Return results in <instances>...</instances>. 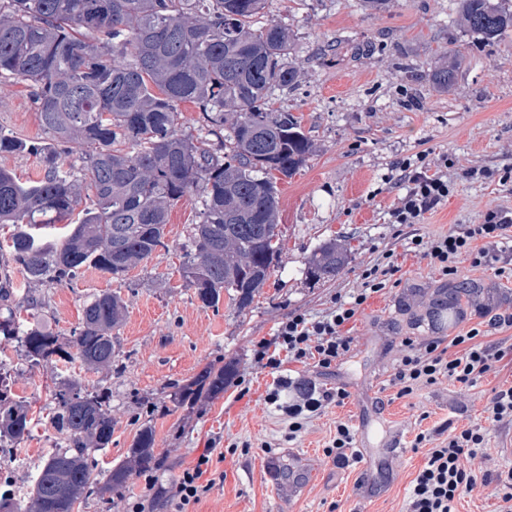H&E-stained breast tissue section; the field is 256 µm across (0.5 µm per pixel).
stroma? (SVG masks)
I'll list each match as a JSON object with an SVG mask.
<instances>
[{
	"label": "stroma",
	"mask_w": 512,
	"mask_h": 512,
	"mask_svg": "<svg viewBox=\"0 0 512 512\" xmlns=\"http://www.w3.org/2000/svg\"><path fill=\"white\" fill-rule=\"evenodd\" d=\"M265 16L292 31L299 69L297 84L279 94L278 106L300 119L315 146L303 168L277 183L280 264L250 308L237 310L225 295L218 305L204 306L178 272L199 221L200 198L192 195L171 207L165 249L124 280L90 268L73 285L39 288L43 322L64 340L93 295L120 294L123 370L96 372L56 358L33 366L17 341L0 337V363L11 389L40 419L10 455L0 454V475L17 494L29 491L41 457L60 444L47 418L52 402L45 386L54 379L76 378L86 389L108 390L116 427L109 448L95 456L100 475L125 459L147 423L163 460L153 472V490H146L138 472L121 497L88 499L79 512H129L130 499L142 495L153 501V512H170L178 478L212 448L224 454L217 467L225 478L189 512H329L334 503L338 512H404L409 484L427 453L413 448L416 434L480 422L493 390L512 381L511 364L470 388L441 382L398 399L389 384L409 341L418 347L478 325L488 341L512 345V326L500 323V306L476 303L457 324L429 329L431 301L451 280L404 248L413 235L477 224L491 210L512 211V30L487 42L463 25L454 0H388L370 14L360 0H268ZM450 58L455 77L444 89L432 73ZM0 126L42 140L24 84L0 79ZM424 150L448 159V199L422 223H391L389 213L403 193L400 166ZM330 238L346 247L347 265L336 280H306L307 258ZM389 252L401 267L398 278L358 314L350 330L353 349L342 362L328 368L287 363L275 374L257 363L259 343L271 339L288 315L318 316L336 296L358 292L362 270ZM227 362L236 374L223 394L168 411L174 386ZM300 383L317 396L342 388L348 397L311 414L292 438L282 406L301 400ZM274 391L280 394L276 406L268 400ZM358 418L375 436L392 430L402 448L399 456L379 459L367 500L357 495L358 468L325 454L337 423ZM294 452L310 458L312 473L295 468ZM269 454L281 463V486L303 484L300 497L276 493L263 480Z\"/></svg>",
	"instance_id": "obj_1"
}]
</instances>
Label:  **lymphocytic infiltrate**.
I'll return each instance as SVG.
<instances>
[{"mask_svg":"<svg viewBox=\"0 0 512 512\" xmlns=\"http://www.w3.org/2000/svg\"><path fill=\"white\" fill-rule=\"evenodd\" d=\"M406 192L391 211L396 224H417L449 194L448 179L442 169L431 168L425 155L406 164L400 176ZM512 242V211H491L482 223L457 224L448 233L424 238L414 236L407 246L429 259L443 275L458 274L457 260L468 255L472 266L496 261L497 254ZM394 262L364 269L363 288L347 297H336L322 316L296 313L280 323L272 340L260 343L258 361L279 370L284 362L314 363L328 368L343 360L351 351L353 337L345 327L376 294L383 293L388 277L398 273ZM508 349L485 341L484 333L474 327L451 341L435 338L421 347L410 348L397 365L391 379L396 398L440 381L473 387L489 373L497 372L499 363L511 354ZM483 424L449 430L446 439L433 443L431 433H418L415 445H428L426 460L410 483L406 512H457L463 494L492 493L498 501L495 512H512V467L490 475L484 463L489 427L512 424V385L501 386L483 410ZM210 455L200 456L196 465L183 471L172 494L173 512H186L214 486L208 478Z\"/></svg>","mask_w":512,"mask_h":512,"instance_id":"1","label":"lymphocytic infiltrate"}]
</instances>
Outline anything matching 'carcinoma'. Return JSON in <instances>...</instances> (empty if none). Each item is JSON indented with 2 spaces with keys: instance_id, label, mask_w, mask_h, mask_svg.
<instances>
[{
  "instance_id": "obj_1",
  "label": "carcinoma",
  "mask_w": 512,
  "mask_h": 512,
  "mask_svg": "<svg viewBox=\"0 0 512 512\" xmlns=\"http://www.w3.org/2000/svg\"><path fill=\"white\" fill-rule=\"evenodd\" d=\"M266 0H0V78L24 84L48 142L0 127V154H28L44 173L24 181L0 167V224L13 226L0 257V336L18 341L31 365L72 355L89 368L118 373L112 334L124 319L116 293L87 301L67 342L45 325L21 327L17 309L42 305L16 299L13 272L44 286L69 285L82 268L124 278L165 247L168 213L202 192L201 220L179 273L209 306L230 296L249 308L282 255L277 176L295 174L314 152L300 122L275 108V92L292 89L299 72L289 60L292 37L275 20L259 21ZM508 0H456L470 31L494 40L512 29ZM199 110L197 134L182 123L180 105ZM215 137L222 154L208 148ZM85 146L67 161L70 143ZM347 255L336 239L318 245L305 275L331 281ZM512 299L473 282L433 301L448 322L466 302L488 306ZM235 366H208L170 395L172 410L215 397ZM52 424L63 450L42 461L26 501L0 487V512H75L77 503L107 500L135 471L156 465L146 424L126 459L100 481L93 457L112 444L115 420L102 394L76 379L52 389ZM29 405L0 371V448L30 433Z\"/></svg>"
}]
</instances>
